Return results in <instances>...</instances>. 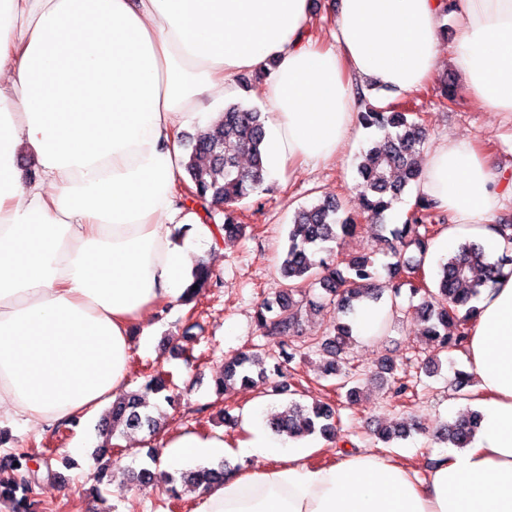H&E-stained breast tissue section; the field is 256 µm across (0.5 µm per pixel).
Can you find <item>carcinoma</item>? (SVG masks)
<instances>
[{"label":"carcinoma","mask_w":512,"mask_h":512,"mask_svg":"<svg viewBox=\"0 0 512 512\" xmlns=\"http://www.w3.org/2000/svg\"><path fill=\"white\" fill-rule=\"evenodd\" d=\"M359 122L375 131L370 146L358 163L360 212L341 218V205L331 198L319 200L295 211L288 243L280 264L284 288L272 300H265L256 311L255 321L265 336H287L299 326L302 304L295 295L307 300L310 307L323 305L311 298L307 288L320 285L332 295L329 304L346 315L354 310V303L363 300L377 302L383 289L376 284L378 271L367 256H350L334 265L321 255L324 244L334 242L352 233L360 225L371 230L388 231L390 251L394 262L387 269L391 295L401 296L408 287L410 297L421 298L417 308L424 321L423 336L441 354L450 348H459L469 340V322L477 309L469 302L480 295L481 289L496 283L505 266H512V223L501 219L493 230L505 240L506 248L497 258L488 256L484 247L475 241L457 246L448 259L440 263L436 290L428 288L421 261L406 256L414 248L419 255L427 253L436 226L447 221L443 211L433 200L418 197L405 223L391 228L379 223L382 215L400 199L405 188L420 177L417 157L426 141V128L418 112L406 104L394 103L387 107H370L358 114ZM191 150L183 158L181 167L187 175L186 186L190 198L196 200L213 216L212 208L224 207V236L243 234L245 226L231 216L233 208L250 196L269 190L266 182L264 151L265 125L263 113L240 104L224 108L207 131L190 137ZM193 282L186 289L183 304H192L211 280L210 267L203 261L195 265ZM352 326L336 322L334 334L322 337L320 351L326 356L323 371L327 375H342L349 402L356 401L361 383L349 376L343 367L344 352L352 337ZM395 359L385 357L378 364L381 378L393 379V389L402 397L412 385L395 377ZM243 388L265 385L276 395L278 384L270 382L263 358L257 352H243L224 362V373L216 380V392L224 394L235 385ZM173 382L162 375H147L141 389L112 403L97 424L99 444L95 451L97 461L112 459V440L116 435L146 430L155 434L160 418L149 411V395L168 404L174 402L168 393ZM480 416L474 412L452 424L436 428V439L455 448H464L472 440ZM267 426L276 435L301 439L320 435L327 440L336 439V410L328 405L305 407L292 402L268 417ZM11 464L0 467V502L9 504V512H32L40 480L22 475L31 456L22 453L10 455ZM225 464L216 467H198L189 471L155 473L143 468L139 477L152 481L160 476L166 492L173 501L181 500L180 486L208 488L224 479Z\"/></svg>","instance_id":"1"}]
</instances>
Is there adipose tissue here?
Instances as JSON below:
<instances>
[{"label":"adipose tissue","mask_w":512,"mask_h":512,"mask_svg":"<svg viewBox=\"0 0 512 512\" xmlns=\"http://www.w3.org/2000/svg\"><path fill=\"white\" fill-rule=\"evenodd\" d=\"M444 54L471 102L512 113V0H337L326 40L310 0H0V425L69 423L125 389L131 326L151 335L215 240L177 200L181 133L239 98V74H266L267 168L281 181L356 145L354 86L408 97ZM417 191L450 219L434 255L470 238L502 250L493 226L512 170H491L473 141L434 144ZM467 361L481 426L427 478L373 452L305 464L309 446L269 440L248 411L233 448L267 466L228 472L195 512H512L511 274L482 289ZM233 448L185 434L166 464Z\"/></svg>","instance_id":"ef3b65f1"}]
</instances>
